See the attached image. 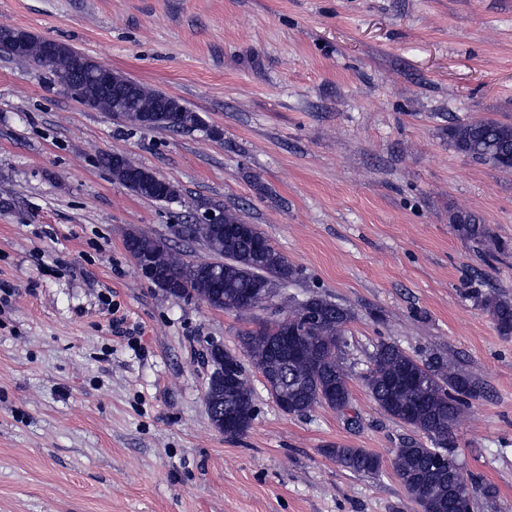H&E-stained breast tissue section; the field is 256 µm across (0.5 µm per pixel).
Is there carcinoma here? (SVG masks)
I'll return each instance as SVG.
<instances>
[{
  "label": "carcinoma",
  "mask_w": 512,
  "mask_h": 512,
  "mask_svg": "<svg viewBox=\"0 0 512 512\" xmlns=\"http://www.w3.org/2000/svg\"><path fill=\"white\" fill-rule=\"evenodd\" d=\"M27 49L15 54L22 62L48 63L63 80L78 83L79 95L93 99L97 109L112 112L118 104L112 87L103 80H89L80 75L79 57L70 47L48 61L42 53V40L26 36ZM127 110L162 113L156 128L189 129L200 124L197 113L179 99L161 91L137 84V95L123 104ZM448 137L461 154L490 164L501 170L512 168V123L479 120L448 126ZM101 163L112 179L136 195L168 201L179 195L171 181L161 183L152 192L140 191L128 181L129 173L146 175L151 171L140 167L121 153H105ZM449 222L462 238L475 243L489 254H503L508 244L492 235L482 219L467 210H456ZM185 234L205 242L214 259L191 262L164 240L139 231L128 235L137 241L133 257L145 254L157 265L163 278L178 285L185 296L191 295L210 308L252 316L254 310L267 303L257 292L263 279L279 282L280 311L288 315L285 322H258L239 336L240 351L249 359L244 362L237 352L208 348V361H224V367L238 371L235 389L228 391L224 383L210 378L207 393L212 408L210 421L227 410L237 414L234 435L245 434L255 418V406L247 366L269 378V391L274 399L288 395V413L303 415L317 405L342 411L350 403V372L341 352L346 324L351 312L319 296L308 298L314 315H303L304 305L286 292L296 278L295 268L274 248L255 224L243 222L237 215L224 212L222 224H188ZM480 306L493 319L498 331L512 334V300L497 294L480 297ZM373 369L365 382L371 398L389 417L411 428L419 437H409L396 449L392 468L407 498L424 512H452L458 488L451 474L460 470L455 455V430L461 423L469 401L481 395V387L469 373L448 362L438 352L425 356L410 354L399 347L381 343L372 355ZM325 452L345 470L357 474H376L383 468L380 456L364 448L336 445Z\"/></svg>",
  "instance_id": "cac0c4a2"
}]
</instances>
